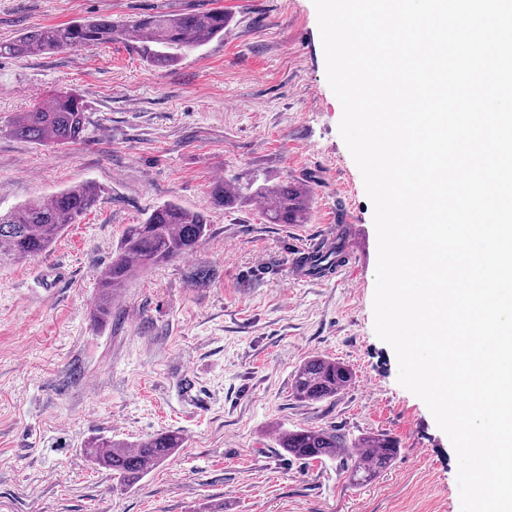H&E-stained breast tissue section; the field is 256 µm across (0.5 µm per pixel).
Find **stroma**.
Wrapping results in <instances>:
<instances>
[{"label": "stroma", "mask_w": 512, "mask_h": 512, "mask_svg": "<svg viewBox=\"0 0 512 512\" xmlns=\"http://www.w3.org/2000/svg\"><path fill=\"white\" fill-rule=\"evenodd\" d=\"M220 6L223 38L168 70L131 37L0 58V209L102 190L48 253L0 265V512H460L455 450L374 330L373 205L339 133L313 0H0V40ZM60 89L87 104L81 143L10 135ZM254 172L308 184L307 223L211 206L215 182ZM167 201L205 212V240L131 280L95 327L99 271L126 226ZM322 234L356 242L351 273L290 282L289 259ZM314 356L348 365L352 386L297 400L293 375ZM192 382L203 408L185 394ZM296 427L385 434L400 453L356 485L343 460L288 457L278 433ZM166 430L183 435L179 454L125 491L83 454L93 436Z\"/></svg>", "instance_id": "35a3bbf8"}]
</instances>
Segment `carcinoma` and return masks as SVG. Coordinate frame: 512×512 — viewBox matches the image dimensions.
I'll list each match as a JSON object with an SVG mask.
<instances>
[{
	"label": "carcinoma",
	"mask_w": 512,
	"mask_h": 512,
	"mask_svg": "<svg viewBox=\"0 0 512 512\" xmlns=\"http://www.w3.org/2000/svg\"><path fill=\"white\" fill-rule=\"evenodd\" d=\"M229 16L222 8L178 15L153 14L131 26L107 18L80 19L63 24L21 31L0 41V57L25 58L52 55L66 49L109 44L128 36L134 28L140 51L148 65L168 69L182 57L215 38L224 36ZM87 106L73 92L60 91L47 102L38 103L15 119L11 134L39 145L76 143L84 138ZM309 190L282 181L273 183L258 174L241 181L227 178L210 191L211 204L226 209L245 207L257 201L269 224H304L308 218ZM99 201V189L84 183L62 190L49 199L28 201L0 211V264L38 257L51 249L67 227L92 210ZM208 232L199 212L165 203L152 209L140 224L126 228L112 260L99 274L94 320L104 323L112 312V296L133 275L196 251ZM341 249L312 261V271L321 273L340 262ZM354 379L349 366L329 358L313 357L294 373L292 394L305 402H320L348 389ZM278 444L288 456L309 462L343 455L349 461L351 477L369 481L386 469L400 452L397 440L383 434H368L352 445L332 429L298 428L278 433ZM184 445L178 431H164L130 447L107 437L87 442L84 453L89 462L110 472L123 490L137 485L158 465L171 460Z\"/></svg>",
	"instance_id": "1"
}]
</instances>
